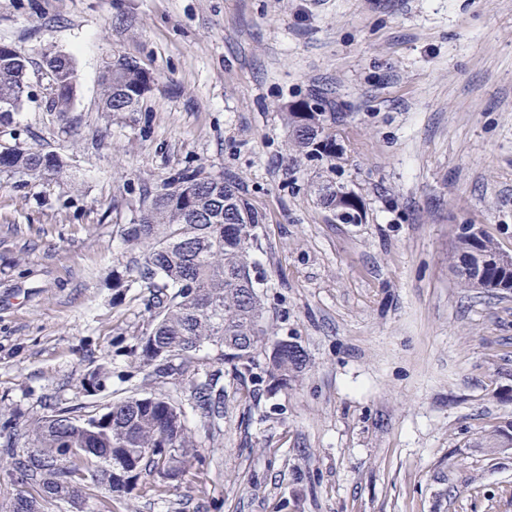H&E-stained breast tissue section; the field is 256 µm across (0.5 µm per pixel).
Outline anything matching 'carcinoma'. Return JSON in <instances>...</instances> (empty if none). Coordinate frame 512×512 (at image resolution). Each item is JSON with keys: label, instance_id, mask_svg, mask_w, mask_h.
I'll use <instances>...</instances> for the list:
<instances>
[{"label": "carcinoma", "instance_id": "obj_1", "mask_svg": "<svg viewBox=\"0 0 512 512\" xmlns=\"http://www.w3.org/2000/svg\"><path fill=\"white\" fill-rule=\"evenodd\" d=\"M29 61L12 50L0 54V123L9 124L28 97ZM52 97L48 108L67 119L76 94L75 61L58 54L46 60ZM153 77L137 61L115 58L101 76L103 110L136 112ZM338 116L317 97L288 106L285 124L293 149L336 171L342 147ZM63 160L40 148L14 144L0 150V174L43 179L62 173ZM316 201L340 224L358 217L359 196L333 177L321 181ZM260 214L233 180L199 169L177 172L163 188L142 194L136 220L122 235L142 249L128 269L130 283L150 294L149 320L129 354L147 376L179 380L188 404L156 394L134 393L112 403L51 407L33 424L10 427L3 447L12 449L15 493L0 512H39V500L57 499L80 509L101 485L111 494L140 489L141 475L163 493L199 458L192 423L212 428L224 416L222 370L204 373L200 352L230 365L233 379L253 393L274 396L301 368L298 346L269 335L253 251Z\"/></svg>", "mask_w": 512, "mask_h": 512}]
</instances>
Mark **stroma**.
<instances>
[{"label":"stroma","instance_id":"obj_1","mask_svg":"<svg viewBox=\"0 0 512 512\" xmlns=\"http://www.w3.org/2000/svg\"><path fill=\"white\" fill-rule=\"evenodd\" d=\"M29 61L0 144L55 152L61 176L0 177V423L136 391L175 399L127 354L148 293L121 225L143 185L202 168L264 217L269 333L306 364L197 429L198 475L112 512H512V296L462 287L456 227L512 252V0H0V42ZM76 61L69 124L45 61ZM153 76L136 112H104L106 61ZM324 93L344 115L339 224L315 199L326 165L296 154L281 109ZM107 364L84 389L89 361Z\"/></svg>","mask_w":512,"mask_h":512}]
</instances>
